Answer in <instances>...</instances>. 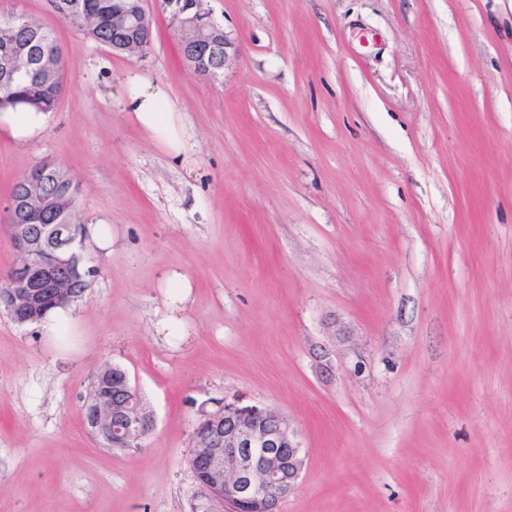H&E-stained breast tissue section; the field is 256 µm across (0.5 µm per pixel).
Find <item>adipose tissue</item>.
<instances>
[{
    "label": "adipose tissue",
    "mask_w": 512,
    "mask_h": 512,
    "mask_svg": "<svg viewBox=\"0 0 512 512\" xmlns=\"http://www.w3.org/2000/svg\"><path fill=\"white\" fill-rule=\"evenodd\" d=\"M127 81L133 89L128 103L133 119L170 153H180L187 130L173 112L165 90L143 83L135 74L128 75ZM162 285L167 312L158 323V331L167 337L186 335L183 311L192 293L191 282L183 273L171 270L165 273Z\"/></svg>",
    "instance_id": "ef3b65f1"
}]
</instances>
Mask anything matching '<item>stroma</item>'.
Here are the masks:
<instances>
[{
	"instance_id": "stroma-1",
	"label": "stroma",
	"mask_w": 512,
	"mask_h": 512,
	"mask_svg": "<svg viewBox=\"0 0 512 512\" xmlns=\"http://www.w3.org/2000/svg\"><path fill=\"white\" fill-rule=\"evenodd\" d=\"M232 43L197 75L160 0L145 54L115 53L48 0H0L62 48L46 130L0 133L6 205L36 164L78 186L89 286L57 352L0 312V512H193L195 430L264 404L305 465L281 512H512V0H205ZM163 85L171 156L127 111ZM192 283L164 342L162 278ZM149 419L138 447L86 421L104 366ZM86 234L97 244V246L108 252L112 251L114 237L111 225L104 220H98L93 224H87Z\"/></svg>"
}]
</instances>
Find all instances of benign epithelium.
I'll return each mask as SVG.
<instances>
[{"instance_id": "1", "label": "benign epithelium", "mask_w": 512, "mask_h": 512, "mask_svg": "<svg viewBox=\"0 0 512 512\" xmlns=\"http://www.w3.org/2000/svg\"><path fill=\"white\" fill-rule=\"evenodd\" d=\"M146 0L117 8V24L140 32L141 39L131 47L150 46L152 28L146 14ZM170 11L178 32L193 34L181 43L183 55L197 72L212 70L202 64L214 45L217 30L211 16L201 8L202 0H161ZM46 202L42 183L34 178L25 184L24 196H9L7 203L10 244L17 263L7 278L10 294L1 297L4 307L19 324L25 312L43 299L41 288L48 286V300L61 303L68 298L65 289L81 276L78 247L84 238L83 225L69 218L60 224H20L15 213H32ZM106 372L118 382L112 402L88 405L90 428L113 447L129 442L142 426L139 398L127 373L108 367ZM197 460L205 474L200 487L207 507H224V512H280L281 502L295 489L304 466L302 448L288 419L279 412L259 405L226 404L204 416L199 427Z\"/></svg>"}]
</instances>
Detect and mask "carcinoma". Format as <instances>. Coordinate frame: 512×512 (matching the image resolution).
<instances>
[{"label": "carcinoma", "mask_w": 512, "mask_h": 512, "mask_svg": "<svg viewBox=\"0 0 512 512\" xmlns=\"http://www.w3.org/2000/svg\"><path fill=\"white\" fill-rule=\"evenodd\" d=\"M113 0H48L51 11L68 21L85 36L107 47L119 46L126 36L112 29ZM58 48L52 33L39 22L28 19L20 22L12 16L0 21V56L3 50H22L34 59ZM63 92L60 64L44 72L32 66L20 74L0 70L1 112H53ZM32 171L41 175L44 193L54 202V208L39 219L48 224L71 202L74 182L55 166L38 164ZM110 394V383L102 373L95 376L89 401H103Z\"/></svg>", "instance_id": "cac0c4a2"}]
</instances>
